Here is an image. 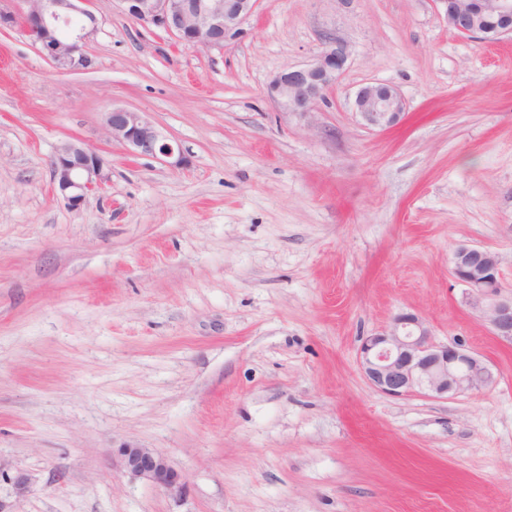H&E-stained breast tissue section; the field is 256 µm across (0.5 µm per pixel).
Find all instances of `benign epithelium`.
I'll return each instance as SVG.
<instances>
[{
  "label": "benign epithelium",
  "mask_w": 512,
  "mask_h": 512,
  "mask_svg": "<svg viewBox=\"0 0 512 512\" xmlns=\"http://www.w3.org/2000/svg\"><path fill=\"white\" fill-rule=\"evenodd\" d=\"M0 6V30L20 29L38 52L60 72L90 69L92 58L85 44L97 31L96 16L84 7L88 0H14ZM131 21L159 29L186 45L221 49L227 39L241 33L258 0H117ZM446 6L448 27L463 38L496 43L512 37V0H437ZM349 55L347 44L336 37L325 39L309 65L286 69L267 86L268 97L284 110L312 122L324 92L336 86ZM354 108L363 123L388 130L405 115L400 92L386 83H372L358 90ZM109 138L132 155L162 158L172 167L186 163L176 140L162 133L142 113L114 108L105 113ZM56 194L72 209L100 193L109 181L105 161L91 145L70 139L56 150L50 163ZM452 272L468 288L473 304L481 308L493 335L512 342V294H505L495 254L462 247L453 256ZM358 358L368 384L388 396L402 398L426 392L445 398L495 384L489 368L462 344L437 343L425 320L413 313L395 316L384 328L363 338ZM112 466L145 479L167 491H178L166 457L151 448L112 450Z\"/></svg>",
  "instance_id": "obj_1"
}]
</instances>
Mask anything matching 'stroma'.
Here are the masks:
<instances>
[{
    "label": "stroma",
    "mask_w": 512,
    "mask_h": 512,
    "mask_svg": "<svg viewBox=\"0 0 512 512\" xmlns=\"http://www.w3.org/2000/svg\"><path fill=\"white\" fill-rule=\"evenodd\" d=\"M87 8L84 72L0 31V512H512V343L452 272L485 249L512 292V40L459 37L440 0H259L220 50ZM327 34L349 57L310 126L266 88ZM375 82L406 103L386 131L354 110ZM115 107L186 165L112 142ZM71 138L110 177L77 209L50 173ZM400 312L495 384L370 387L360 339ZM112 465L117 470L150 481L170 492L182 488L166 457L151 448L113 449Z\"/></svg>",
    "instance_id": "35a3bbf8"
}]
</instances>
